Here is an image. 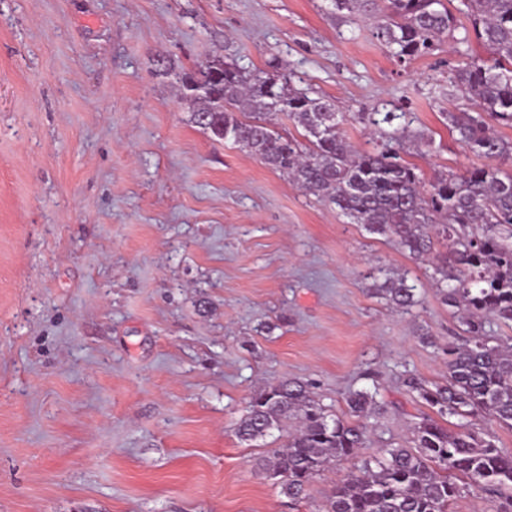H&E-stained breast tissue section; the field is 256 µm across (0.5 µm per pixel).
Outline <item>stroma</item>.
<instances>
[{
    "instance_id": "obj_1",
    "label": "stroma",
    "mask_w": 512,
    "mask_h": 512,
    "mask_svg": "<svg viewBox=\"0 0 512 512\" xmlns=\"http://www.w3.org/2000/svg\"><path fill=\"white\" fill-rule=\"evenodd\" d=\"M375 20L329 0H0V512H316L359 458L411 441L463 333L427 263L351 223L192 120L176 77L232 58L295 73L344 115L413 117L425 178L491 166L452 136L442 51L399 66ZM386 266L418 285L396 310ZM310 384L391 407L358 459L293 503L256 463L286 434L240 441L254 392Z\"/></svg>"
}]
</instances>
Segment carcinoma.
Here are the masks:
<instances>
[{
	"instance_id": "1",
	"label": "carcinoma",
	"mask_w": 512,
	"mask_h": 512,
	"mask_svg": "<svg viewBox=\"0 0 512 512\" xmlns=\"http://www.w3.org/2000/svg\"><path fill=\"white\" fill-rule=\"evenodd\" d=\"M336 17L350 22L378 11L376 38L398 63L431 55L450 41L466 62L449 82L467 106L445 119L456 140L500 166L428 182L403 158L411 140L408 114L396 108L362 113L377 134L370 150L343 135L335 103L299 87L293 74L249 71L234 59H212L180 77L181 97L199 105L195 123L218 141H231L283 172L306 192L333 204L354 224L388 237L425 260L467 339L448 344V380L416 377L404 386L437 417L410 425L413 446L386 448L335 483L319 512H449L464 492L477 490L512 512V452L474 430L492 418L512 428V338L491 342L493 320L512 322V141L494 125L512 127V0H332ZM486 56L472 55V42ZM282 117L303 130L304 141L277 129ZM448 251L435 250V241ZM376 291L398 309L416 303V286L386 268ZM378 392L355 390L346 402L356 420L330 413L304 382L283 378L255 392L236 427L253 441L294 419L283 447L259 461L289 499L307 498L311 479L332 462L357 456L366 419L385 409ZM461 422L450 430L441 419Z\"/></svg>"
}]
</instances>
